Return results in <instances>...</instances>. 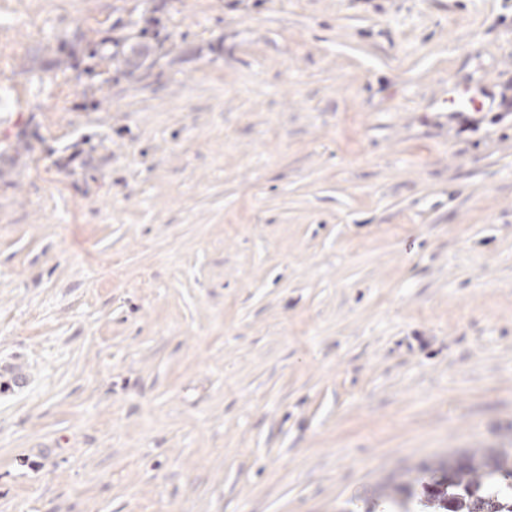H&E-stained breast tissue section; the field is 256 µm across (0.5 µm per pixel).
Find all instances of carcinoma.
Wrapping results in <instances>:
<instances>
[{
    "instance_id": "1",
    "label": "carcinoma",
    "mask_w": 512,
    "mask_h": 512,
    "mask_svg": "<svg viewBox=\"0 0 512 512\" xmlns=\"http://www.w3.org/2000/svg\"><path fill=\"white\" fill-rule=\"evenodd\" d=\"M424 471L431 480L421 483V492L411 483L396 488L391 501L399 512H413L418 494L432 512H512V450L452 457Z\"/></svg>"
}]
</instances>
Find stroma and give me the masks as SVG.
Wrapping results in <instances>:
<instances>
[{"label":"stroma","instance_id":"1","mask_svg":"<svg viewBox=\"0 0 512 512\" xmlns=\"http://www.w3.org/2000/svg\"><path fill=\"white\" fill-rule=\"evenodd\" d=\"M500 12L0 0V512H370L511 447Z\"/></svg>","mask_w":512,"mask_h":512}]
</instances>
